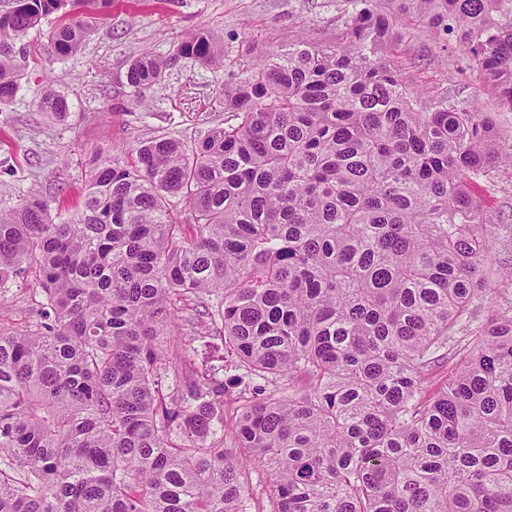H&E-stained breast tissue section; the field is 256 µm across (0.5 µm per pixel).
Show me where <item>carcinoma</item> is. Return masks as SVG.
Wrapping results in <instances>:
<instances>
[{
  "label": "carcinoma",
  "mask_w": 512,
  "mask_h": 512,
  "mask_svg": "<svg viewBox=\"0 0 512 512\" xmlns=\"http://www.w3.org/2000/svg\"><path fill=\"white\" fill-rule=\"evenodd\" d=\"M111 2L11 0L0 101L17 40L59 13L50 45L72 54L88 33L74 7ZM353 2L341 45L243 66L204 137L88 157L70 220L37 198L0 212V289L44 298L0 330V512H247L242 456L270 477L269 512H512V304L475 327L470 311L495 241L477 190L501 163L498 127L410 89L381 57L392 19ZM400 2L512 109V0ZM178 58L220 63L223 39L196 30ZM170 64L142 54L127 84L139 94ZM39 106L69 109L56 93ZM184 326L224 341L239 391L222 365L166 359ZM229 401L227 448L213 435Z\"/></svg>",
  "instance_id": "1"
}]
</instances>
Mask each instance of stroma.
<instances>
[{
    "mask_svg": "<svg viewBox=\"0 0 512 512\" xmlns=\"http://www.w3.org/2000/svg\"><path fill=\"white\" fill-rule=\"evenodd\" d=\"M346 0H112L87 6L92 30L81 49L60 57L48 43L49 16L17 43L13 99L0 103V211L25 200L48 202L54 219L72 216L86 180L85 159L96 149L121 152L168 133L196 139L224 122L220 91L242 76L241 64L295 44L335 43ZM399 37L382 56L404 81L456 93L461 107L494 116L502 151L512 150V110L501 107L477 71L468 69L454 37L434 35L412 12H398ZM206 29L224 38V62L174 58L188 33ZM169 60L163 80L132 94L127 70L141 52ZM64 95L69 111L52 119L39 107L44 91ZM480 197L499 241L492 268L512 267V166L495 171ZM41 296L26 282L0 291V328L20 330Z\"/></svg>",
    "mask_w": 512,
    "mask_h": 512,
    "instance_id": "obj_1",
    "label": "stroma"
}]
</instances>
